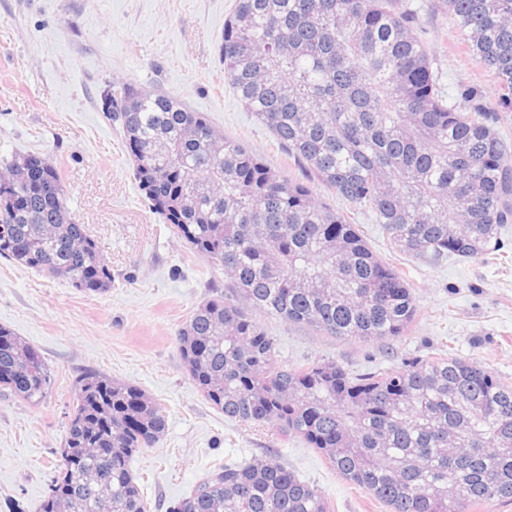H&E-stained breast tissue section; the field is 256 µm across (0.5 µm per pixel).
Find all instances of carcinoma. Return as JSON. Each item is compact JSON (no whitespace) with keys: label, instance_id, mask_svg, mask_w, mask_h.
Returning a JSON list of instances; mask_svg holds the SVG:
<instances>
[{"label":"carcinoma","instance_id":"carcinoma-1","mask_svg":"<svg viewBox=\"0 0 512 512\" xmlns=\"http://www.w3.org/2000/svg\"><path fill=\"white\" fill-rule=\"evenodd\" d=\"M440 3L512 110V0ZM220 55L302 177L278 175L174 96L130 83L102 96L151 210L231 280L235 298L205 301L178 332L202 396L227 418L303 438L389 512L512 500L511 383L443 356L361 375L329 361L290 367L252 316L363 341L408 335L409 284L315 188L373 213L391 247L421 261L496 253L512 223V139L497 114L468 92L446 100L397 0H237ZM0 257L81 291L112 286L60 169L35 154L0 166ZM51 387L39 350L0 326V393L38 405ZM75 400L40 512H146L130 460L165 432L163 410L95 370L77 377ZM171 512L328 510L318 488L260 460L220 465Z\"/></svg>","mask_w":512,"mask_h":512}]
</instances>
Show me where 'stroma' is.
I'll return each mask as SVG.
<instances>
[{"instance_id": "obj_1", "label": "stroma", "mask_w": 512, "mask_h": 512, "mask_svg": "<svg viewBox=\"0 0 512 512\" xmlns=\"http://www.w3.org/2000/svg\"><path fill=\"white\" fill-rule=\"evenodd\" d=\"M236 0H0V160L35 153L61 168L66 204L109 262L103 294L74 288L0 257V325L37 347L52 375L37 406L0 396V512H37L61 466L73 383L96 370L141 388L163 410L158 443L130 467L147 512H170L224 461L274 459L316 486L328 512H389L316 449L267 424L241 423L210 405L183 366L176 336L203 301L226 293L223 270L174 236L149 209L118 123L101 97L131 83L179 98L221 134L285 177L297 176L224 79L219 47ZM435 57L441 92L463 90L499 112L496 76L467 48L438 0H399ZM366 244L411 284L408 336L382 344L347 340L257 314L288 365L329 360L353 374L454 355L512 382V223L500 255L429 265L391 248L373 214L355 218Z\"/></svg>"}]
</instances>
